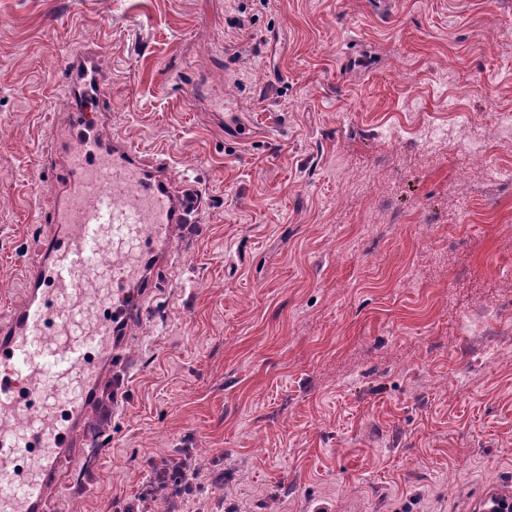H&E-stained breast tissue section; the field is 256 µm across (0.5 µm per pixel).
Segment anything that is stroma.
I'll list each match as a JSON object with an SVG mask.
<instances>
[{
	"instance_id": "35a3bbf8",
	"label": "stroma",
	"mask_w": 512,
	"mask_h": 512,
	"mask_svg": "<svg viewBox=\"0 0 512 512\" xmlns=\"http://www.w3.org/2000/svg\"><path fill=\"white\" fill-rule=\"evenodd\" d=\"M90 40L104 137L166 154L201 231L152 270L124 409L47 512H471L512 482V191L417 138L453 98L512 166V0H0V305Z\"/></svg>"
}]
</instances>
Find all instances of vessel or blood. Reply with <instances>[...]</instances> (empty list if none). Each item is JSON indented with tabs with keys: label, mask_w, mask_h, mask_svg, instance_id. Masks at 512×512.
<instances>
[{
	"label": "vessel or blood",
	"mask_w": 512,
	"mask_h": 512,
	"mask_svg": "<svg viewBox=\"0 0 512 512\" xmlns=\"http://www.w3.org/2000/svg\"><path fill=\"white\" fill-rule=\"evenodd\" d=\"M73 106L55 126L86 134L71 153L57 207L42 215L55 229L24 268L25 300L0 315V512H43L45 490L61 451L92 443L82 421L97 404V385L121 348L116 335L139 309L132 284L149 287L148 265L166 261L186 202L174 189L166 157L145 163L133 143L103 142L97 129L112 120V94L97 74L94 48L67 56L63 67ZM134 226L142 251L137 263L109 267L106 304L85 292L114 233ZM70 381L67 420L44 426L46 387Z\"/></svg>",
	"instance_id": "vessel-or-blood-1"
}]
</instances>
